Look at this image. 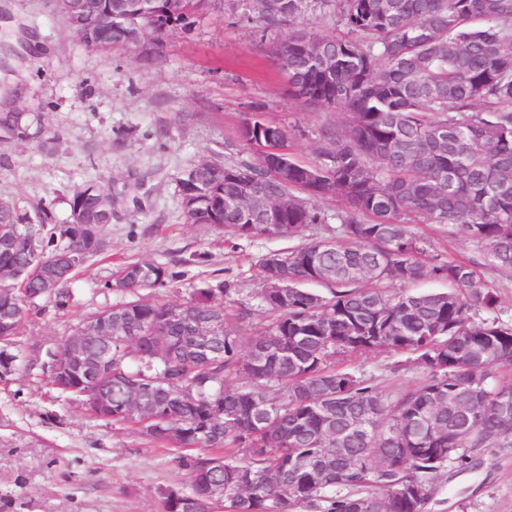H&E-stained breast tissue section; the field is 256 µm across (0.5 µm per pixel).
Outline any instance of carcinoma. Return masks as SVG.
Listing matches in <instances>:
<instances>
[{"label":"carcinoma","mask_w":512,"mask_h":512,"mask_svg":"<svg viewBox=\"0 0 512 512\" xmlns=\"http://www.w3.org/2000/svg\"><path fill=\"white\" fill-rule=\"evenodd\" d=\"M104 0H75L88 48L125 42L135 21L170 35L188 31L199 0H112V29L98 24ZM267 56L288 71V93L301 105L336 111L322 131L317 160L288 154V184L256 155L224 165L200 161L177 180L185 221L248 238H294L331 219L318 203L340 202L337 234L271 252L259 263L265 282L288 260L287 287L260 293L268 323L247 346L224 332L208 357L186 351L185 322L200 315L228 325L251 312L224 303L207 282L189 300L157 298L177 273L165 264L121 266L102 288L137 299L96 313L127 325L131 343L112 345L111 424H127L159 445L185 450V485L164 497H190L193 512H425L433 480L449 463L482 464L489 448H512V412L495 396L512 395V316L504 314L484 271L512 281V0H266L247 12ZM334 18L338 34L302 23ZM31 117L0 114V129L26 141ZM238 136L247 146L285 147L288 130L258 114ZM239 170L253 175L244 183ZM288 197L266 222L256 197ZM69 220L50 208L35 215L0 201V272L11 301L0 300L4 335L16 336L42 298L58 309L73 301L75 271L102 253L112 223V184L74 188ZM80 212L104 223L76 221ZM437 224L463 239L480 260L437 261L413 224ZM25 240V247L11 244ZM56 274L45 287L46 273ZM434 276L445 292H395ZM328 287L326 295L308 288ZM410 353L424 370L418 388L392 400L354 373L331 367L340 353ZM49 383L86 397L91 382ZM141 394L155 420L140 427L124 416L129 392ZM188 392L194 400L186 401ZM224 481V497L207 484Z\"/></svg>","instance_id":"obj_1"}]
</instances>
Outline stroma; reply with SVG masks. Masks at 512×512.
I'll list each match as a JSON object with an SVG mask.
<instances>
[{
    "label": "stroma",
    "instance_id": "1",
    "mask_svg": "<svg viewBox=\"0 0 512 512\" xmlns=\"http://www.w3.org/2000/svg\"><path fill=\"white\" fill-rule=\"evenodd\" d=\"M14 88V108L41 113L42 126L26 141L0 137V198L28 211L52 207L61 222L77 186L108 182L113 198L108 248L79 268L73 306L38 301L12 347L19 359L0 377V512H163L165 490L185 481L177 449L61 396L48 382L52 356L79 321L122 302L102 284L138 260L180 271L175 286L159 292L163 301L184 302L204 281L231 282L229 302L252 315L228 329L248 341L251 324L266 320L261 259L296 240L335 236L336 226L312 225L291 241L188 224L176 181L200 161L250 155L238 129L252 114L286 127L304 162L316 160L321 131L337 116L290 99L256 25L219 6L149 59L130 43L86 48L53 0H0V99ZM412 230L428 254L476 256L471 243L446 240L437 225ZM336 366L392 399L424 378L407 353H344ZM434 488L426 512H512V448L489 449L480 468L464 473L447 465Z\"/></svg>",
    "mask_w": 512,
    "mask_h": 512
}]
</instances>
